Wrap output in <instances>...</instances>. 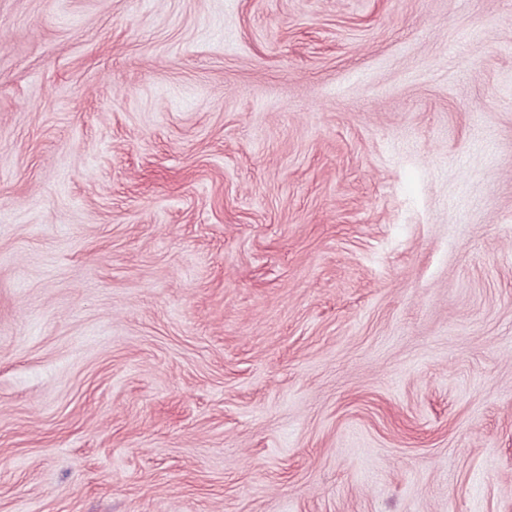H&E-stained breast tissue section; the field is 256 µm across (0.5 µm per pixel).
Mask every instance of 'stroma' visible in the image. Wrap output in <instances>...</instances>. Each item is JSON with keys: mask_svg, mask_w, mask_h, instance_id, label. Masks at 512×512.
<instances>
[{"mask_svg": "<svg viewBox=\"0 0 512 512\" xmlns=\"http://www.w3.org/2000/svg\"><path fill=\"white\" fill-rule=\"evenodd\" d=\"M0 512H512V0H0Z\"/></svg>", "mask_w": 512, "mask_h": 512, "instance_id": "obj_1", "label": "stroma"}]
</instances>
